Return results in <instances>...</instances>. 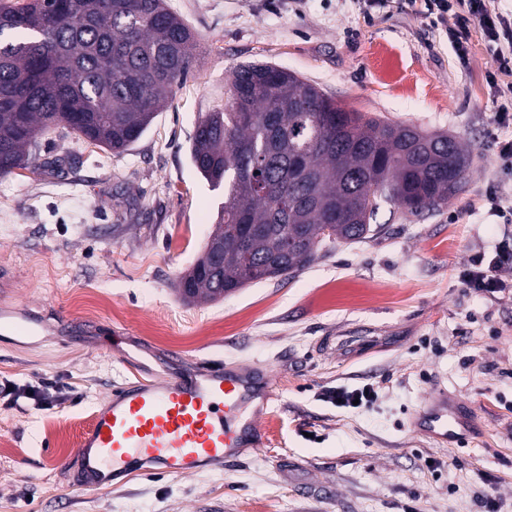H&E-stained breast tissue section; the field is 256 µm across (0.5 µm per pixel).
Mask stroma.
Returning a JSON list of instances; mask_svg holds the SVG:
<instances>
[{"instance_id":"1","label":"stroma","mask_w":512,"mask_h":512,"mask_svg":"<svg viewBox=\"0 0 512 512\" xmlns=\"http://www.w3.org/2000/svg\"><path fill=\"white\" fill-rule=\"evenodd\" d=\"M200 59L171 102L120 155L56 129L39 136L50 173L0 176V267L10 307L36 336L0 334V382L62 391L51 409L0 406V512H512V292L463 290L471 256L512 227L484 193L500 175L496 68L479 30L460 63L443 28L411 11L365 20L355 0H166ZM294 72L351 112L457 137L470 153L460 190L422 216L382 206L367 238L223 299L188 303L175 285L218 222L224 192L190 161L200 113L221 107L235 68ZM191 363L268 367L275 398L263 447L174 477L135 475L97 492L59 468L116 386ZM372 388L339 408L331 388ZM435 387L473 408L448 445L416 433Z\"/></svg>"}]
</instances>
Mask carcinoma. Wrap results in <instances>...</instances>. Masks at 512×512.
Wrapping results in <instances>:
<instances>
[{
    "mask_svg": "<svg viewBox=\"0 0 512 512\" xmlns=\"http://www.w3.org/2000/svg\"><path fill=\"white\" fill-rule=\"evenodd\" d=\"M197 44L164 0H0V175L31 166L38 134L62 125L122 153L148 130L193 68ZM190 158L224 187L186 302L215 301L303 268L324 248L371 232L380 203L419 216L448 203L469 155L349 112L296 74L240 65L228 103L195 126Z\"/></svg>",
    "mask_w": 512,
    "mask_h": 512,
    "instance_id": "cac0c4a2",
    "label": "carcinoma"
}]
</instances>
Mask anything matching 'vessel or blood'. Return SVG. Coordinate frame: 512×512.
I'll use <instances>...</instances> for the list:
<instances>
[{
    "mask_svg": "<svg viewBox=\"0 0 512 512\" xmlns=\"http://www.w3.org/2000/svg\"><path fill=\"white\" fill-rule=\"evenodd\" d=\"M153 379L114 388L93 412L69 463L74 487L100 491L156 470L189 476L263 443L261 420L275 397L259 366L183 364L170 355ZM468 407L434 390L413 429L449 442L468 427Z\"/></svg>",
    "mask_w": 512,
    "mask_h": 512,
    "instance_id": "vessel-or-blood-1",
    "label": "vessel or blood"
}]
</instances>
